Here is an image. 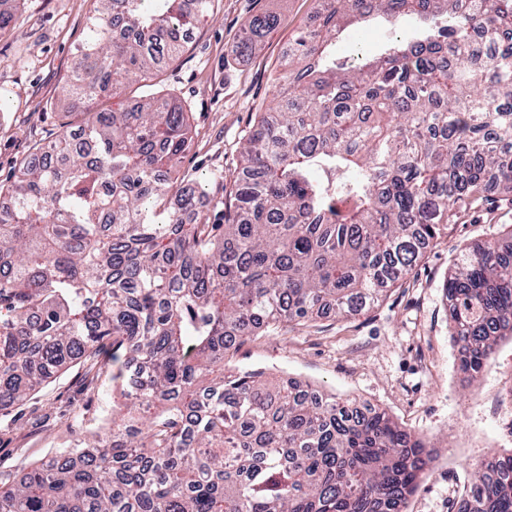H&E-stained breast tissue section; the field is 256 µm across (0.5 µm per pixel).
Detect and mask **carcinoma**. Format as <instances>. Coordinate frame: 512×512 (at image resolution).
Instances as JSON below:
<instances>
[{
	"label": "carcinoma",
	"instance_id": "obj_1",
	"mask_svg": "<svg viewBox=\"0 0 512 512\" xmlns=\"http://www.w3.org/2000/svg\"><path fill=\"white\" fill-rule=\"evenodd\" d=\"M99 2L64 94L85 122L0 189V412L109 350L121 402L104 434L0 482V512H406L430 457L386 410L224 361L277 324L370 308L487 187L512 194V0H318L219 224L175 175L183 106L104 107L155 79L214 0ZM380 14L426 26L336 63L341 27ZM277 24L252 16L236 51ZM511 240L444 284L464 374L512 336ZM497 462L461 512H512V453Z\"/></svg>",
	"mask_w": 512,
	"mask_h": 512
}]
</instances>
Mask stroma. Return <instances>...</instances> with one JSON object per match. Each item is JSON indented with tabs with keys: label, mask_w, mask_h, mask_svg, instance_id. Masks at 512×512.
Wrapping results in <instances>:
<instances>
[{
	"label": "stroma",
	"mask_w": 512,
	"mask_h": 512,
	"mask_svg": "<svg viewBox=\"0 0 512 512\" xmlns=\"http://www.w3.org/2000/svg\"><path fill=\"white\" fill-rule=\"evenodd\" d=\"M94 0H21L0 33V184L11 185L21 160L82 121L68 111L62 87ZM316 0H215L183 51L152 85L133 82L106 102L122 112L135 97L168 96L186 112L192 146L178 177L203 185L210 221L213 200L241 167L243 136L274 104L280 62ZM279 23L252 55L234 47L252 15ZM415 24L368 20L336 41L337 61L379 52L389 39L410 38ZM512 229V197L488 190L478 206L451 219L447 237L368 311L344 318L279 324L247 338L230 362L275 381L295 378L342 399L386 409L423 439L432 461L407 512H456L479 465L512 452V338L494 346L474 378L458 369L444 281L458 257ZM110 356L74 364L14 411L0 416V480L20 476L76 435L98 432L112 407Z\"/></svg>",
	"instance_id": "obj_1"
}]
</instances>
